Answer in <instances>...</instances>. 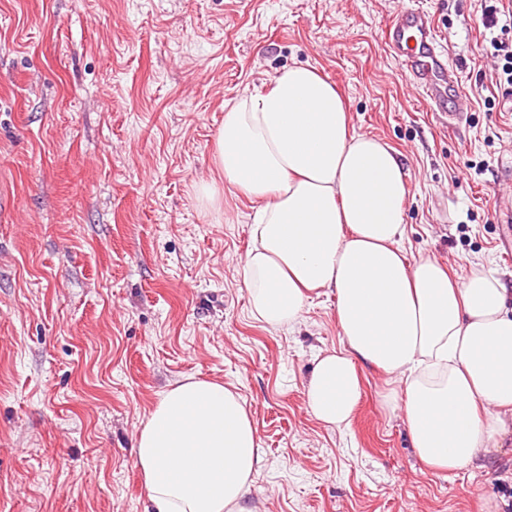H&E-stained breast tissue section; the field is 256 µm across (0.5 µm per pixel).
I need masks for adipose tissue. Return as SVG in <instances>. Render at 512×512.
Here are the masks:
<instances>
[{"label": "adipose tissue", "mask_w": 512, "mask_h": 512, "mask_svg": "<svg viewBox=\"0 0 512 512\" xmlns=\"http://www.w3.org/2000/svg\"><path fill=\"white\" fill-rule=\"evenodd\" d=\"M212 163L254 202L239 274L252 317L280 331L312 293L336 295L341 346L319 354L305 385L310 414L343 429L362 396L361 371L389 376L411 446L436 470L499 451L511 432L512 307L480 263L452 273L407 258L408 182L398 152L357 133L336 85L293 65L238 98L218 128ZM265 452L242 397L192 377L158 398L134 440L145 512H253Z\"/></svg>", "instance_id": "ef3b65f1"}]
</instances>
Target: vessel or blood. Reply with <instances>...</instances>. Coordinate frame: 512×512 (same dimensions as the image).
<instances>
[{"mask_svg":"<svg viewBox=\"0 0 512 512\" xmlns=\"http://www.w3.org/2000/svg\"><path fill=\"white\" fill-rule=\"evenodd\" d=\"M381 37L427 105L447 117L450 125L461 123L471 102L465 95L448 94L449 87L457 82V68L448 58L432 15L416 8L401 10L385 26Z\"/></svg>","mask_w":512,"mask_h":512,"instance_id":"obj_1","label":"vessel or blood"}]
</instances>
